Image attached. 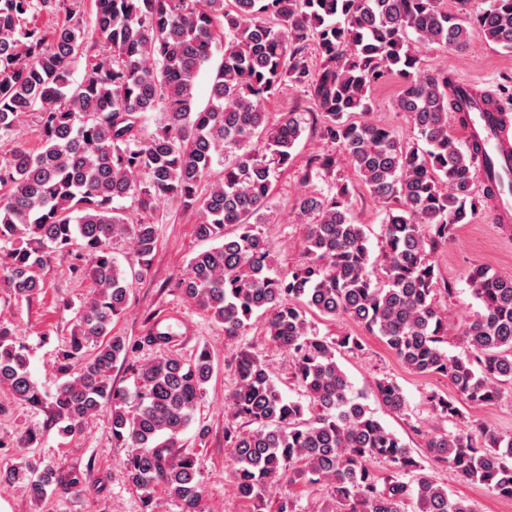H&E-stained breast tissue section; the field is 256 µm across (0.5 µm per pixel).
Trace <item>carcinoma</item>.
Returning a JSON list of instances; mask_svg holds the SVG:
<instances>
[{
	"instance_id": "1",
	"label": "carcinoma",
	"mask_w": 512,
	"mask_h": 512,
	"mask_svg": "<svg viewBox=\"0 0 512 512\" xmlns=\"http://www.w3.org/2000/svg\"><path fill=\"white\" fill-rule=\"evenodd\" d=\"M59 2L0 0V131L36 112L41 141L36 152L15 146L0 164V278L28 299L44 288L47 258L68 253L83 263L91 291L61 353L64 381L51 394L31 376L26 346L0 321V386L20 401L48 405L64 423L63 436L109 414L114 447L127 449L122 466L147 512H156L159 488L185 512H204L201 462L182 449L180 436L211 378L209 350L186 360L171 349L173 336L156 330L143 342L158 354L140 363V344L112 332L131 279L147 274L156 245L154 222H132L115 202L131 198L152 213L176 199L197 213V239L218 242L190 260L180 282L186 299L223 325L228 339L263 317L307 399L286 397L256 352L236 354L224 441L240 497L261 507L287 476L326 482L333 505L323 512H408L410 501L413 512H475L448 495L354 393L336 351H361V337L321 336L308 316L346 317L414 373L448 378L455 394L428 396L444 421L464 418L459 400L494 404L512 383V275L470 270L481 310L461 328L467 352L450 356L441 347L448 326L429 252L496 201L501 186L477 194L481 147H464L448 132V113L463 126L469 113L455 99L454 77L425 69L420 54L432 44L461 50L473 30L512 52V0H484L474 12L469 0H457L454 12L445 0H93L88 21L70 15L48 30L23 26L26 15L54 13ZM219 47L208 102L198 107L196 78ZM83 56L85 74L74 85L72 68ZM388 76L401 87L396 109L412 116L411 142L368 119L369 90ZM288 82L306 88L324 139L388 205L382 286L373 279L365 225L352 216L351 189L340 180L325 195L296 199L295 220L306 225L304 260L284 274L273 268L261 226L274 221L273 180L293 164L302 121L287 112L270 125L264 103ZM155 110L167 122L145 138L144 114ZM216 163L224 168L202 196L200 184ZM332 167V158L318 156L302 181ZM117 238L131 247L127 269L112 256ZM119 361L131 368V389L112 382ZM373 391L390 411L406 409L395 380L377 378ZM423 436L432 465L512 499L511 436L483 429L478 444L463 429ZM9 477L35 501L61 480L27 460Z\"/></svg>"
}]
</instances>
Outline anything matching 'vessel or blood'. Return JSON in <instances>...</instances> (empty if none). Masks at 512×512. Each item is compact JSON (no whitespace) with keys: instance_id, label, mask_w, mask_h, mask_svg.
Instances as JSON below:
<instances>
[{"instance_id":"obj_1","label":"vessel or blood","mask_w":512,"mask_h":512,"mask_svg":"<svg viewBox=\"0 0 512 512\" xmlns=\"http://www.w3.org/2000/svg\"><path fill=\"white\" fill-rule=\"evenodd\" d=\"M457 95L470 103L471 119L465 127L467 138L480 142L487 160L503 169L512 167V113L486 104L475 95L469 82L458 83Z\"/></svg>"}]
</instances>
